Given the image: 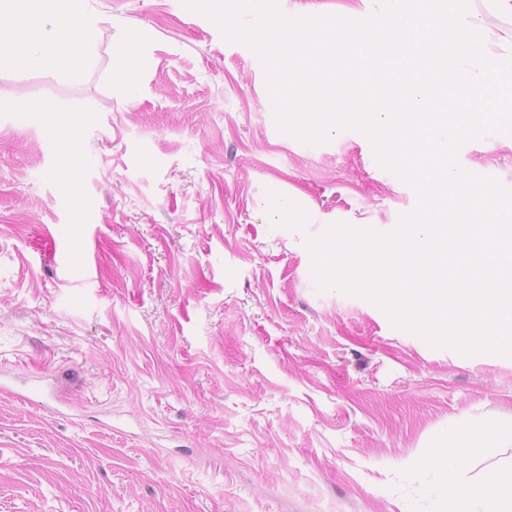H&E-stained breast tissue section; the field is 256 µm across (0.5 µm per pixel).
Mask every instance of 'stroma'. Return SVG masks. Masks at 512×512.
I'll return each instance as SVG.
<instances>
[{"instance_id":"35a3bbf8","label":"stroma","mask_w":512,"mask_h":512,"mask_svg":"<svg viewBox=\"0 0 512 512\" xmlns=\"http://www.w3.org/2000/svg\"><path fill=\"white\" fill-rule=\"evenodd\" d=\"M82 7L75 74L0 73V371L56 383L0 392V512H462L448 484L512 475V356L431 346L313 276L308 240L418 206L370 139L281 131L259 56L183 0ZM467 11L512 49V20ZM457 161L512 191V135ZM452 433L470 459L446 470Z\"/></svg>"}]
</instances>
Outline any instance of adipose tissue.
Masks as SVG:
<instances>
[{"label":"adipose tissue","instance_id":"ef3b65f1","mask_svg":"<svg viewBox=\"0 0 512 512\" xmlns=\"http://www.w3.org/2000/svg\"><path fill=\"white\" fill-rule=\"evenodd\" d=\"M45 13L55 17L54 28L44 26ZM92 38V23L78 0H0V72L21 65L72 73L78 50ZM453 496L468 504V512H512V487L494 473L477 489L454 486Z\"/></svg>","mask_w":512,"mask_h":512}]
</instances>
